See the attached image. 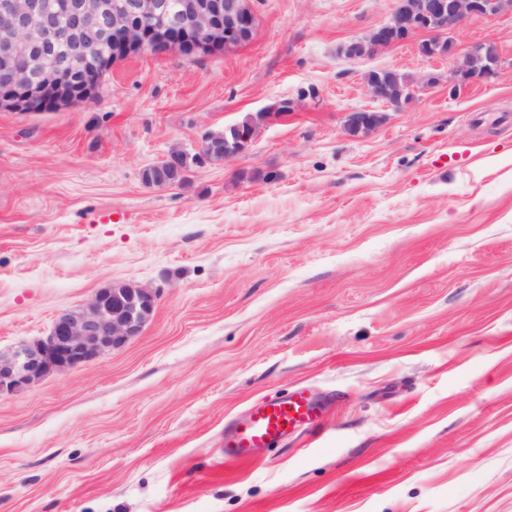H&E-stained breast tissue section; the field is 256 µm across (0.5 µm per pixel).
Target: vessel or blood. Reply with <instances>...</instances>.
<instances>
[{"instance_id":"1","label":"vessel or blood","mask_w":512,"mask_h":512,"mask_svg":"<svg viewBox=\"0 0 512 512\" xmlns=\"http://www.w3.org/2000/svg\"><path fill=\"white\" fill-rule=\"evenodd\" d=\"M319 417L317 401L304 389L284 398L263 401L225 437L224 457L236 462L248 461L257 449L305 430Z\"/></svg>"}]
</instances>
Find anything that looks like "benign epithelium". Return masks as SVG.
<instances>
[{"mask_svg":"<svg viewBox=\"0 0 512 512\" xmlns=\"http://www.w3.org/2000/svg\"><path fill=\"white\" fill-rule=\"evenodd\" d=\"M512 12V0H396L390 20L345 49L352 57L373 56L425 32L419 44L425 58L453 59V90L488 81L498 73L499 56L485 44L461 54L457 28L471 18ZM250 0H0V110L39 112L47 106L90 102L96 82L106 73L98 45L112 41V60L135 55L187 57L214 54L249 42L256 28ZM370 98L401 109L417 92L439 78L416 82L395 69L364 77ZM295 111L288 98H276L261 111L226 128L212 140L214 152L231 159L246 153L259 128ZM387 121V113L358 109L345 128L353 136L369 135ZM210 158L177 150L154 165L161 185H174ZM156 294L149 288L114 284L96 292L78 308L60 315L48 335L0 351V396L19 392L54 372H65L125 345L141 334Z\"/></svg>","mask_w":512,"mask_h":512,"instance_id":"obj_1","label":"benign epithelium"}]
</instances>
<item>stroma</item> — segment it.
Listing matches in <instances>:
<instances>
[{
  "mask_svg": "<svg viewBox=\"0 0 512 512\" xmlns=\"http://www.w3.org/2000/svg\"><path fill=\"white\" fill-rule=\"evenodd\" d=\"M252 3L244 46L0 110V349L112 283L157 295L140 336L0 397V512H512V14L456 31L502 63L453 94L422 35L342 54L394 0ZM385 68L441 81L350 135ZM283 96L247 153L143 183ZM302 386L322 422L226 463L229 424ZM387 121V113L375 109H358L348 114L345 128L350 135H369ZM212 162L209 157L201 152L191 153L186 150H177L162 162L152 165L161 176V183L158 186H167L181 183L179 179L186 178L187 174L196 167H203ZM149 169L144 172L142 179L146 184H158V172Z\"/></svg>",
  "mask_w": 512,
  "mask_h": 512,
  "instance_id": "obj_1",
  "label": "stroma"
}]
</instances>
